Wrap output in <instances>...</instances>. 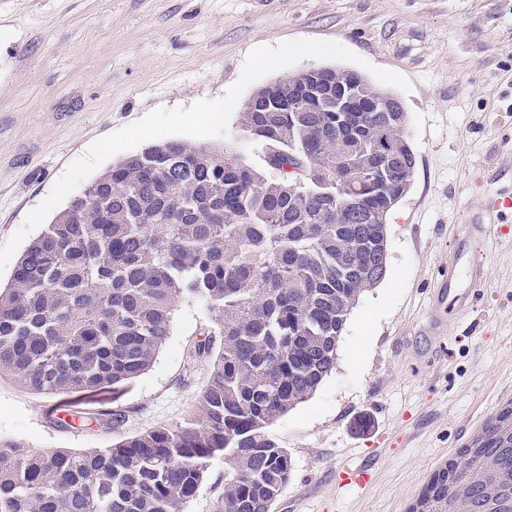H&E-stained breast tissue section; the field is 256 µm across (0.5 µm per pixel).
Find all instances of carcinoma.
<instances>
[{"label":"carcinoma","mask_w":512,"mask_h":512,"mask_svg":"<svg viewBox=\"0 0 512 512\" xmlns=\"http://www.w3.org/2000/svg\"><path fill=\"white\" fill-rule=\"evenodd\" d=\"M327 76L361 102L390 100L385 129L405 166L385 194L365 196L349 223L346 131L327 104L307 112H243L270 181L224 150L155 142L91 182L59 211L0 287V377L46 398L103 392L138 378L170 334L176 304H207L215 357L195 411L107 448L50 451L0 440V512H181L222 456L230 472L219 512H268L288 483V449L268 433L336 367L349 314L387 272V221L409 189L416 156L407 115L360 74ZM301 180L294 193L288 186ZM109 427L126 415L101 409Z\"/></svg>","instance_id":"cac0c4a2"}]
</instances>
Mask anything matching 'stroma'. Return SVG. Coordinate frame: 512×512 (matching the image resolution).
<instances>
[{
	"label": "stroma",
	"mask_w": 512,
	"mask_h": 512,
	"mask_svg": "<svg viewBox=\"0 0 512 512\" xmlns=\"http://www.w3.org/2000/svg\"><path fill=\"white\" fill-rule=\"evenodd\" d=\"M334 40L407 78L399 93L416 154L388 220L387 273L351 311L335 369L269 428L293 473L271 512H407L471 431L512 397V233L488 246L491 286L462 319L446 358L425 362L430 290L447 275L441 246L489 188L512 193V0H0V246L67 165L97 139L158 107L217 99L255 47ZM208 138L262 169L263 153ZM199 301L180 302L153 366L85 410L125 412L108 428L50 423L52 401L0 380V438L36 450L105 448L182 422L211 373L195 347L211 331ZM378 458L357 491L336 470ZM224 459L183 512H218Z\"/></svg>",
	"instance_id": "stroma-1"
}]
</instances>
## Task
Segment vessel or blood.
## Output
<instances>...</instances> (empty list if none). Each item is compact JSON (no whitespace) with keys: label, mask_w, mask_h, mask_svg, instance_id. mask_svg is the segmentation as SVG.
Here are the masks:
<instances>
[{"label":"vessel or blood","mask_w":512,"mask_h":512,"mask_svg":"<svg viewBox=\"0 0 512 512\" xmlns=\"http://www.w3.org/2000/svg\"><path fill=\"white\" fill-rule=\"evenodd\" d=\"M512 215V196L487 191L473 210L467 224L456 230L460 241L456 249L446 255L450 276L437 283L432 291V315L427 333L433 336L439 351H446V340L457 318L473 315L482 303L489 285L488 257L483 250L485 243L495 234L497 224ZM464 270V284H457L454 275ZM371 462L363 460L353 468L336 471L339 486L365 488L371 480Z\"/></svg>","instance_id":"vessel-or-blood-1"}]
</instances>
